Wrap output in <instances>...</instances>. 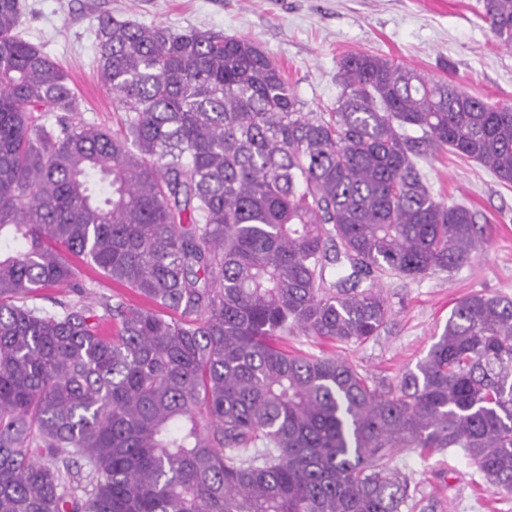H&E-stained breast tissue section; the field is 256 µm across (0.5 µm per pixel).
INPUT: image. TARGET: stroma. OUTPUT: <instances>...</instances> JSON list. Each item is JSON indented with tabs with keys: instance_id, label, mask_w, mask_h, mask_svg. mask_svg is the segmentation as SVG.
Listing matches in <instances>:
<instances>
[{
	"instance_id": "obj_1",
	"label": "stroma",
	"mask_w": 512,
	"mask_h": 512,
	"mask_svg": "<svg viewBox=\"0 0 512 512\" xmlns=\"http://www.w3.org/2000/svg\"><path fill=\"white\" fill-rule=\"evenodd\" d=\"M22 31L68 74L79 119L111 130L125 117L119 96L97 77L93 31L109 11L146 26L221 31L248 38L282 67L304 111L330 112L340 87L341 58L369 52L417 69L430 78L466 86L486 102L512 105V47L491 34L482 0H25ZM433 195L461 203L489 229L485 254L459 270L424 278L379 282L393 317L380 336L357 343L289 337V349L331 352L358 364L368 376L392 378L414 367L441 333L461 298L483 293L512 298V184L474 161L448 152L421 160ZM110 282L85 270L79 288H52L46 298L98 306L112 296ZM393 466L414 474L436 512H512V499L493 494L458 450L421 457L404 450Z\"/></svg>"
}]
</instances>
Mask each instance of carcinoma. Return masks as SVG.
<instances>
[{
    "label": "carcinoma",
    "mask_w": 512,
    "mask_h": 512,
    "mask_svg": "<svg viewBox=\"0 0 512 512\" xmlns=\"http://www.w3.org/2000/svg\"><path fill=\"white\" fill-rule=\"evenodd\" d=\"M0 0V512H435L384 460L460 448L512 498V299L470 294L414 368L373 379L293 333L364 343L378 281L490 242L435 199L448 150L512 183V106L403 63L343 58L304 112L260 46L96 16L111 132ZM512 46V0H483ZM85 267L141 304L29 301Z\"/></svg>",
    "instance_id": "obj_1"
}]
</instances>
